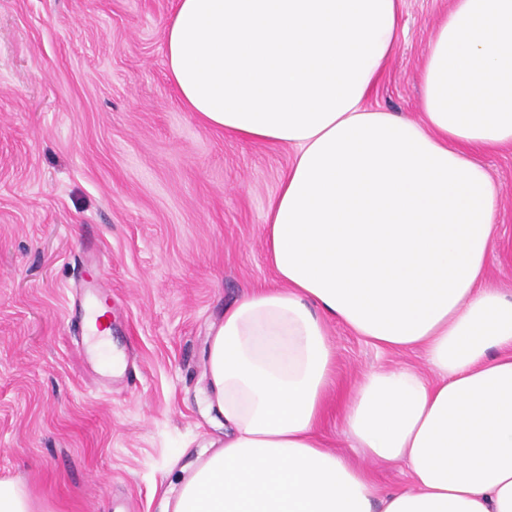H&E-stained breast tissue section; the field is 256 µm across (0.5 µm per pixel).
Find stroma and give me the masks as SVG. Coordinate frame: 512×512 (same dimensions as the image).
I'll return each mask as SVG.
<instances>
[{"label": "stroma", "instance_id": "35a3bbf8", "mask_svg": "<svg viewBox=\"0 0 512 512\" xmlns=\"http://www.w3.org/2000/svg\"><path fill=\"white\" fill-rule=\"evenodd\" d=\"M177 0H0V477L40 512H161L168 472L224 440L204 414L205 357L224 306L274 286L267 204L294 151L211 129L183 106L165 59ZM449 0H404L393 58L367 105L419 118L418 68ZM473 158L498 185L489 282L512 294V146ZM112 286V336L92 350L72 293ZM321 424L362 373L421 352L378 351L330 327ZM132 383L105 393L113 353Z\"/></svg>", "mask_w": 512, "mask_h": 512}]
</instances>
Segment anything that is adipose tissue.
<instances>
[{
	"label": "adipose tissue",
	"instance_id": "1",
	"mask_svg": "<svg viewBox=\"0 0 512 512\" xmlns=\"http://www.w3.org/2000/svg\"><path fill=\"white\" fill-rule=\"evenodd\" d=\"M403 0H178L169 77L211 128L295 150L263 234L278 284L241 294L209 339L205 409L224 445L170 474L164 512H512V297L486 283L499 188L471 156L512 146V0H450L419 71L422 118L366 101ZM377 349L317 428L331 322ZM404 464L380 488L368 466Z\"/></svg>",
	"mask_w": 512,
	"mask_h": 512
}]
</instances>
